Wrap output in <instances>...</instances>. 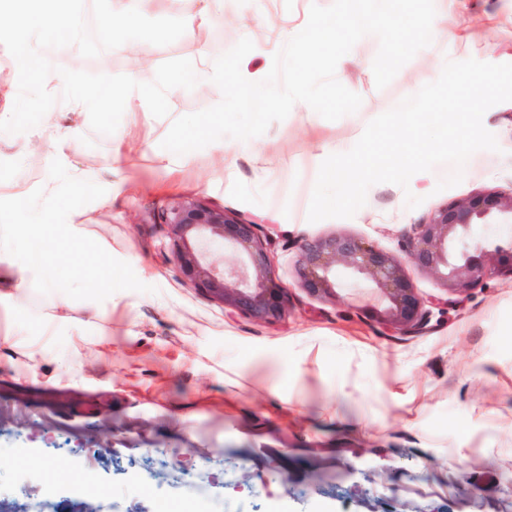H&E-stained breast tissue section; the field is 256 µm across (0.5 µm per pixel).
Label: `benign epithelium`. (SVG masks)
Returning a JSON list of instances; mask_svg holds the SVG:
<instances>
[{"label": "benign epithelium", "mask_w": 512, "mask_h": 512, "mask_svg": "<svg viewBox=\"0 0 512 512\" xmlns=\"http://www.w3.org/2000/svg\"><path fill=\"white\" fill-rule=\"evenodd\" d=\"M163 224L176 263L196 287L258 323L284 316L286 288L273 276L269 242L258 225L196 200L172 209ZM510 227L512 192L480 191L449 202L414 225L399 255L342 232L306 240L296 274L309 294L321 297L336 295L350 282L369 283L381 305L377 316L399 335L417 336L426 329L429 310L406 267L430 275L449 294H462L500 272L504 247L489 248L478 232L499 239ZM226 249L236 255L230 266L214 258L216 251Z\"/></svg>", "instance_id": "7a95c632"}]
</instances>
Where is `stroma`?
Listing matches in <instances>:
<instances>
[{
	"label": "stroma",
	"instance_id": "stroma-1",
	"mask_svg": "<svg viewBox=\"0 0 512 512\" xmlns=\"http://www.w3.org/2000/svg\"><path fill=\"white\" fill-rule=\"evenodd\" d=\"M224 0L199 39L184 35L195 0H163L147 50L113 49L112 75L152 81L170 59L208 60L241 38L261 39L241 67L267 74L311 3ZM448 20L385 89L375 86L376 37L355 44L336 78L362 98L336 121L296 103L253 143L225 139L227 156L198 150L182 165L162 149L173 118L218 103L201 78L167 94L170 114L142 108L136 132L92 131L87 110L60 102L55 125L0 133L1 224H79L73 261L52 259L54 283L22 289L0 323V503L37 493L62 468L53 512H102L76 466L89 459L112 492V512H512V278L478 281L463 297L410 270L430 302L414 337L378 321L366 284L317 298L294 263L302 240L345 231L399 252L414 224L450 201L512 190V101L483 116L499 151L473 154L460 184L425 192L410 209L401 187L380 183L351 218L309 222L325 155L349 151L367 123L435 81L446 61L512 63V0H434ZM73 129V143L59 136ZM125 159L109 167L115 146ZM198 199L259 224L273 274L288 290L285 317L258 324L202 293L172 259L159 223ZM112 257V285L97 265ZM68 298L76 330L55 326ZM96 304V317L85 315ZM44 353L30 364V344Z\"/></svg>",
	"mask_w": 512,
	"mask_h": 512
}]
</instances>
